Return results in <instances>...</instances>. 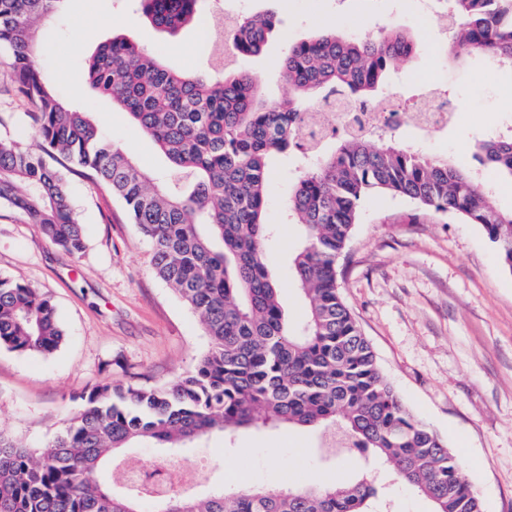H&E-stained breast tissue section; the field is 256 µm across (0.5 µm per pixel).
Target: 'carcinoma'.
Masks as SVG:
<instances>
[{"mask_svg":"<svg viewBox=\"0 0 512 512\" xmlns=\"http://www.w3.org/2000/svg\"><path fill=\"white\" fill-rule=\"evenodd\" d=\"M61 0H0V49L13 57L16 94L38 149L0 136V204L21 210L52 244L85 249L62 160L83 169L127 207L153 249L154 274L198 317L208 349L194 370L153 387L102 384L81 396L65 429L39 453L0 432V512H141L112 489L102 468L121 448H186L214 434L288 425L333 438L330 459L350 449L373 456L393 481L428 498L433 512H483L460 460L402 402L343 301L337 261L364 198L390 192L480 225L512 269V212L496 208L474 170L400 146L395 136H339L334 150L305 149L302 113L331 95L374 100L391 72L415 54L416 37L388 28L352 38L323 28L288 45L279 75L286 102L258 97L260 79L230 70L212 81L160 66L122 35L87 60L91 86L123 108L164 152L179 180L158 185L106 138L89 113L65 107L36 63L35 26ZM157 29L177 34L198 0H138ZM448 55H492L512 67V0H448ZM271 13L241 16L224 36L233 55L263 53ZM297 152L305 166L288 194V221L301 245L291 260L305 297L303 327H290L269 273L263 242L274 157ZM474 160L512 179V134L478 143ZM63 339L51 299L0 278V347L48 354ZM378 477H337L332 486L287 477L271 491L220 488L203 499L173 494L157 512H370Z\"/></svg>","mask_w":512,"mask_h":512,"instance_id":"carcinoma-1","label":"carcinoma"}]
</instances>
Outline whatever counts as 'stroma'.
I'll return each mask as SVG.
<instances>
[{"label": "stroma", "instance_id": "1", "mask_svg": "<svg viewBox=\"0 0 512 512\" xmlns=\"http://www.w3.org/2000/svg\"><path fill=\"white\" fill-rule=\"evenodd\" d=\"M217 0H198L194 25L171 37L139 14L137 0H63L37 31V64L57 96L90 113L114 143L130 149L152 174L169 163L157 145L84 80V65L112 34L126 35L156 61L185 73L212 71L210 40ZM274 11L278 24L262 55L235 59L260 76L268 100L288 98L278 74L288 44L323 25L380 35L399 27L419 42L413 59L389 87L413 104L421 84L446 88L457 113L431 133L428 154L474 167L479 141L512 129V69L487 68L481 57L463 64L439 49L442 36L427 19L396 12L393 0H250L248 14ZM12 56L0 51V134L33 142L31 106L11 84ZM302 161L279 159L268 181L264 242L267 265L294 327L304 302L289 270L300 243L287 219L288 188ZM67 189L84 228L86 249L73 256L45 239L19 210L0 204V277L48 294L65 332L50 354L0 347V432L37 449L56 437L80 395L103 383L154 385L193 371L207 349L195 314L152 270V246L123 204L79 172ZM341 294L371 343L380 369L404 404L463 461V474L484 512H512V270L483 229L386 192L368 195L339 261ZM312 430L281 426L215 433L177 454L185 467L181 494L217 488H277L287 473L314 483L336 474L317 453Z\"/></svg>", "mask_w": 512, "mask_h": 512}]
</instances>
